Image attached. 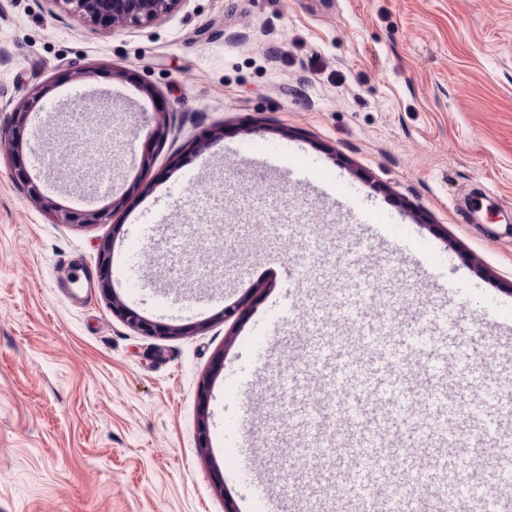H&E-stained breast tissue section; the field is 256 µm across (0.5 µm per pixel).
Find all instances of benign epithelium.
<instances>
[{
    "label": "benign epithelium",
    "instance_id": "benign-epithelium-1",
    "mask_svg": "<svg viewBox=\"0 0 512 512\" xmlns=\"http://www.w3.org/2000/svg\"><path fill=\"white\" fill-rule=\"evenodd\" d=\"M62 12L82 20L93 30H107L142 26L180 9L186 0H51ZM61 224H103L105 215L98 211L75 212L66 210L57 216ZM110 252L101 249L99 279L102 291L112 304V312L118 314L132 329L145 336H169L181 332L173 327L151 321L124 304L112 293L109 279Z\"/></svg>",
    "mask_w": 512,
    "mask_h": 512
}]
</instances>
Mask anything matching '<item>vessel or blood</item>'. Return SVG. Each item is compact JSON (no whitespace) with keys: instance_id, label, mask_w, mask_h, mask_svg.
<instances>
[{"instance_id":"1","label":"vessel or blood","mask_w":512,"mask_h":512,"mask_svg":"<svg viewBox=\"0 0 512 512\" xmlns=\"http://www.w3.org/2000/svg\"><path fill=\"white\" fill-rule=\"evenodd\" d=\"M258 161L286 179L311 166L284 144L259 151ZM372 221L379 243L400 244L429 264L440 262V252L429 241L413 238L405 225L377 214ZM361 281L357 303H349V290L337 289L333 330L316 339L327 362L324 395H317L316 385H301L297 375L288 377L289 392L307 406L304 413L288 415L293 435L308 448L310 472L332 481L319 491L326 501L323 512L339 505L344 512H512V476L503 472L504 455L489 424L502 385L462 402L446 383L455 364L481 368L496 363L503 342L497 331L502 325L512 328V308L491 301L475 315L421 290L416 298H403L402 306L426 304L448 324V336L437 340L422 326L380 336L362 326L366 308L361 300L375 283L367 271ZM465 320L473 322L476 334L461 350L454 330ZM269 324L262 319L244 337L256 368L234 377V388L257 385L280 348ZM263 453L250 435L225 450L229 462L246 474L245 488L257 512H286L272 485L255 470Z\"/></svg>"}]
</instances>
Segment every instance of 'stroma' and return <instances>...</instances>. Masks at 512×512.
<instances>
[{"label": "stroma", "mask_w": 512, "mask_h": 512, "mask_svg": "<svg viewBox=\"0 0 512 512\" xmlns=\"http://www.w3.org/2000/svg\"><path fill=\"white\" fill-rule=\"evenodd\" d=\"M282 139L442 251L431 268L360 254L389 276V305L423 272L474 306L512 298V0H187L111 33L51 0H0V512H250L224 456L234 340L283 267H304L302 294L330 293L343 243L363 234L230 149ZM172 188V218L139 246L141 292L111 279L142 316L185 330L144 336L65 275L96 279L105 245L122 262L128 230ZM59 207L108 219L60 224ZM280 207L286 234L270 224ZM167 293L181 307L159 308Z\"/></svg>", "instance_id": "1"}]
</instances>
